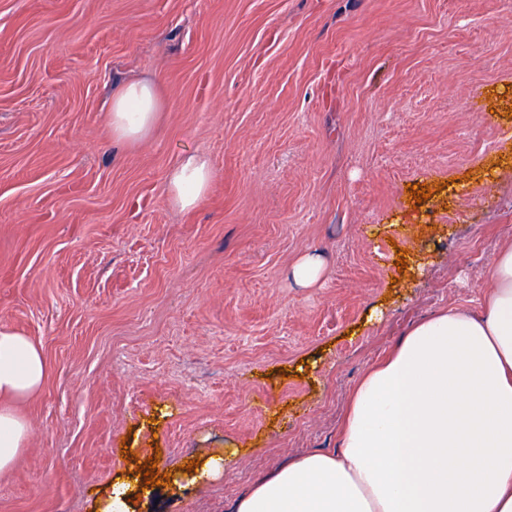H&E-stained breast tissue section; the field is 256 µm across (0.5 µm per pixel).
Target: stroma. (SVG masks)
Wrapping results in <instances>:
<instances>
[{
    "label": "stroma",
    "mask_w": 512,
    "mask_h": 512,
    "mask_svg": "<svg viewBox=\"0 0 512 512\" xmlns=\"http://www.w3.org/2000/svg\"><path fill=\"white\" fill-rule=\"evenodd\" d=\"M141 79L162 109L127 142L109 104ZM507 128L512 0H0V327L49 364L0 512H105L119 480L135 512H231L335 447L367 366L489 287ZM188 153L214 175L183 211ZM212 176V166L208 157L186 155L167 174L172 204L181 210L197 207L207 194ZM322 272L320 261L312 256L300 260L292 269V277L303 286H313Z\"/></svg>",
    "instance_id": "stroma-1"
}]
</instances>
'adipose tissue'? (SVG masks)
<instances>
[{"mask_svg": "<svg viewBox=\"0 0 512 512\" xmlns=\"http://www.w3.org/2000/svg\"><path fill=\"white\" fill-rule=\"evenodd\" d=\"M159 110L154 80L117 86L112 131L139 140ZM213 176L203 155L167 174L172 204L199 205ZM478 310L415 321L349 395L336 448L303 453L250 482L232 512H512V243L496 252ZM42 350L0 328V472L27 446L13 407L43 384Z\"/></svg>", "mask_w": 512, "mask_h": 512, "instance_id": "1", "label": "adipose tissue"}]
</instances>
